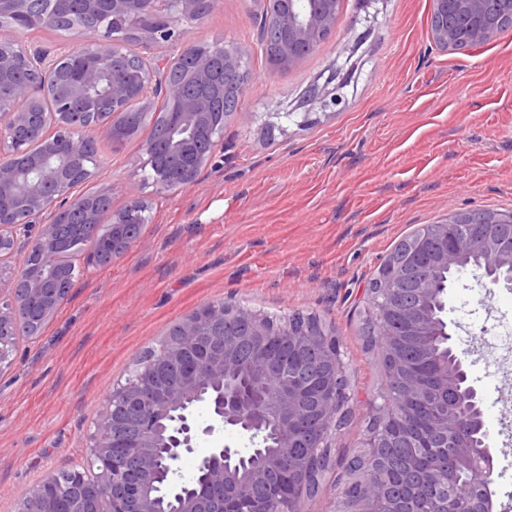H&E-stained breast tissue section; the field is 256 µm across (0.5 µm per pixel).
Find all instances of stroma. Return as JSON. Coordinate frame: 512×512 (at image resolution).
I'll return each instance as SVG.
<instances>
[{"label": "stroma", "mask_w": 512, "mask_h": 512, "mask_svg": "<svg viewBox=\"0 0 512 512\" xmlns=\"http://www.w3.org/2000/svg\"><path fill=\"white\" fill-rule=\"evenodd\" d=\"M261 0H224L191 28L198 44L226 41L248 55L252 87L224 124L216 162L163 195L143 190V241L107 267L77 276L40 334L16 342L0 370V512H15L50 471L83 467L112 389L173 325L227 298L286 315L319 314L341 342L355 394L333 431L328 472L302 512H332L343 471L383 384L362 334V293L408 233L459 210H512V30L443 52L429 33L432 0H342L336 32L292 68L269 65L259 45ZM374 22H364V15ZM345 48L348 105L318 123L266 131L269 113L298 110L305 91ZM142 139L99 140L88 187L126 202L140 183ZM512 316V293H486L473 271L448 290L455 340L490 314ZM480 392L494 457L497 512H512V446L497 436L498 397L512 371L487 376L466 358Z\"/></svg>", "instance_id": "stroma-1"}]
</instances>
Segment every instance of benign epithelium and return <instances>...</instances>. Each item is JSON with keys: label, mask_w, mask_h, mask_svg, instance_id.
I'll return each instance as SVG.
<instances>
[{"label": "benign epithelium", "mask_w": 512, "mask_h": 512, "mask_svg": "<svg viewBox=\"0 0 512 512\" xmlns=\"http://www.w3.org/2000/svg\"><path fill=\"white\" fill-rule=\"evenodd\" d=\"M222 0H81L82 15L97 17L92 24L78 25L83 44L94 47L96 63L79 71L56 69L57 62L31 52L18 42L0 43V83L12 92L0 98V369L12 365L11 337L21 334L18 313L27 303L37 306V318H49L59 305L63 289L58 286L61 238L66 235L95 236L101 229L102 213L91 197L75 194L73 178L65 175L66 161L53 153L59 140L68 144L69 155L86 154L89 143L99 139L119 141L127 129L128 115L137 108L150 115L152 99L162 96L173 107L171 126L180 141L182 173L173 178L155 168L152 143L143 145V183L156 192L176 191L191 184L213 157V152L195 154L186 141L205 129L214 142L224 136L223 126L209 122L210 103L204 97L185 94V82L165 79L170 66L164 62L163 48L171 42L182 44L181 54L191 48L187 25L215 10ZM300 0H264L262 42L275 65L291 68L336 27L340 0H305L308 7L296 8ZM37 0H0V12L7 9L18 19L32 17ZM494 0H433L430 36L441 51L456 50L461 39L483 45L499 35L502 16L493 9ZM143 48L139 62L130 61V43ZM224 62V100H239L249 90L247 54L229 43L199 51L188 80L206 84L212 81V55ZM23 69L29 79L15 83V70ZM338 61L327 68L328 76L306 90L301 112H287L285 118L299 127L319 121V115L343 110L347 104L348 81L336 80ZM93 99L98 103L94 119L73 123V104ZM46 149L33 165L19 157L31 142ZM126 205L112 212L110 230L104 238V253L116 259L142 241L141 232L131 224L149 223V207L138 186L126 188ZM74 210L81 223L62 230L53 219L59 210ZM512 224V212L485 209L454 212L419 233L413 247L428 250V242L440 240L439 248L429 250L430 263L438 268H457L470 254L481 256L486 266L512 267V244L501 242L494 228ZM29 245L38 274H30L25 286L18 287L19 272L12 259ZM413 289L423 300L436 292L431 279L422 275L406 259L391 265L378 280L372 294L364 295L367 314L385 317L402 307L398 288ZM207 336L224 337V348L204 347ZM296 348L318 352L331 371L318 382L322 423L314 434L311 448L328 446L337 412L350 401L341 385L346 362L333 329L317 322L303 330L294 329L291 318L274 324L267 314L239 301L211 302L178 323V338L158 351L140 358L132 382L115 387L100 412L90 437V465L94 477L85 479L87 470L51 471L34 488L45 512H161L163 497L148 490L158 482L171 487L167 492L176 505L170 512H222L224 489L235 472L226 459L235 448L218 446L204 457L202 476L191 488L178 486L171 478L173 466L193 450L197 433L210 434L215 427H232L260 440L273 430L277 447L292 448L298 438L295 412L300 400L299 384L284 379L273 392L256 394L250 390L227 391L226 378L240 366V352H251L253 365L260 370L279 367L275 343L281 339ZM141 395L135 412L137 425L115 414L112 406L126 398ZM205 407L212 424L200 429L191 422L192 411ZM474 467L473 485L493 483V455L487 441L465 448L457 462ZM293 462L283 465L281 453L267 456L262 465L245 473L236 490L261 483L267 474L288 476Z\"/></svg>", "instance_id": "7a95c632"}]
</instances>
